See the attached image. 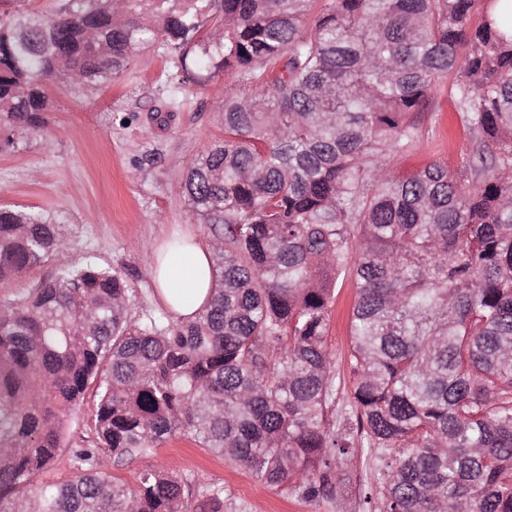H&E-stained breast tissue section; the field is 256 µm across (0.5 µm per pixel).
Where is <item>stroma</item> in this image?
Returning a JSON list of instances; mask_svg holds the SVG:
<instances>
[{
	"mask_svg": "<svg viewBox=\"0 0 512 512\" xmlns=\"http://www.w3.org/2000/svg\"><path fill=\"white\" fill-rule=\"evenodd\" d=\"M151 65L132 61L112 82L85 90L50 84L52 104L41 128L19 137L16 148L0 149V206L42 213L60 224L67 246L18 280L0 285V303L18 298L61 265L94 258L124 272L133 290L132 319L165 315L150 275L154 245L178 232L207 238L193 218L182 188L188 163L224 137V90L236 73L226 70L209 82L186 79L173 86L171 55L152 47ZM452 81L437 83L432 110L415 145L390 156L396 176L405 177L429 164L457 168L473 139L463 127L450 93ZM356 299L353 275L336 286L327 347L341 379L337 405L350 391V315ZM97 397L87 392L70 417L69 436L42 480L63 482L72 475L71 448L91 437ZM350 475L340 494L349 512H362L368 491L381 487L377 463L358 453L339 461ZM163 469L179 475L199 492L217 486L224 512H335L296 491L277 490L257 481L242 465L224 461L183 435L170 437L152 453L114 474L136 485L141 472Z\"/></svg>",
	"mask_w": 512,
	"mask_h": 512,
	"instance_id": "35a3bbf8",
	"label": "stroma"
}]
</instances>
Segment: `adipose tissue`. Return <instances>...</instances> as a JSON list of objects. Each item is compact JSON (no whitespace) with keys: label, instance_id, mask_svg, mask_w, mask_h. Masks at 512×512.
I'll return each instance as SVG.
<instances>
[{"label":"adipose tissue","instance_id":"1","mask_svg":"<svg viewBox=\"0 0 512 512\" xmlns=\"http://www.w3.org/2000/svg\"><path fill=\"white\" fill-rule=\"evenodd\" d=\"M209 243L187 234L164 241L157 250L153 279L174 320L191 319L207 303L212 286Z\"/></svg>","mask_w":512,"mask_h":512}]
</instances>
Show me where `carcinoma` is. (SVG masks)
<instances>
[{
    "instance_id": "cac0c4a2",
    "label": "carcinoma",
    "mask_w": 512,
    "mask_h": 512,
    "mask_svg": "<svg viewBox=\"0 0 512 512\" xmlns=\"http://www.w3.org/2000/svg\"><path fill=\"white\" fill-rule=\"evenodd\" d=\"M69 0L0 16V143L40 128L46 82L112 81L160 40L224 90V140L187 168L209 230L211 299L194 319L129 317L123 273L64 266L0 305V512H224L148 470L112 469L181 433L258 481L336 502V453L381 463L367 512H512V0ZM215 23L205 28L207 16ZM465 54H459L460 47ZM472 151L398 178L432 88ZM66 245L39 213L0 207V284ZM354 272L348 417L326 346ZM97 384L73 476L39 483Z\"/></svg>"
}]
</instances>
